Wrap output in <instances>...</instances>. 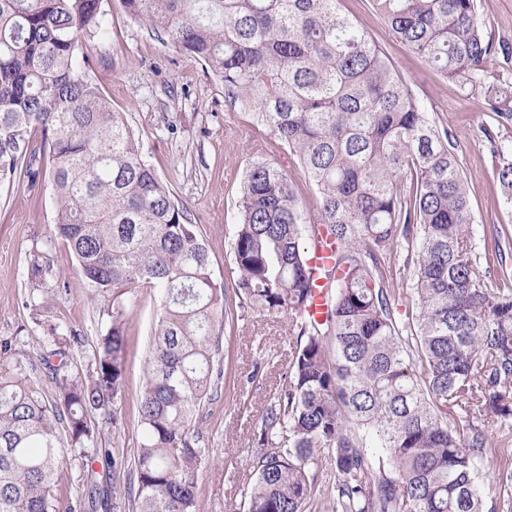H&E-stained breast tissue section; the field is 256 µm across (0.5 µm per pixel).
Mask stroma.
I'll list each match as a JSON object with an SVG mask.
<instances>
[{
    "mask_svg": "<svg viewBox=\"0 0 512 512\" xmlns=\"http://www.w3.org/2000/svg\"><path fill=\"white\" fill-rule=\"evenodd\" d=\"M351 18L384 52L407 82L416 101L455 138L458 162L479 225L475 252L484 255L482 225L512 226V203L497 180V156L480 126L495 127L512 145V125L498 127L482 107V91L461 88L437 73L390 33L372 0H338ZM108 28L89 46L93 75L113 109L122 112L139 134L142 149L159 177L188 208L206 240L211 270L226 288V309L233 318L221 335L224 377L217 397L206 404L196 425L208 453L197 471L196 512H237L252 475L255 436L264 408L272 400L288 367V320L264 317L240 308L233 290L236 278L232 242L247 167L264 159L293 181L302 210L316 214L319 197L295 155L270 131L254 122L249 110L230 105L224 86L204 65L171 46L165 37L131 21L119 0H108ZM477 18L495 45L512 48V0H477ZM55 200L44 180L0 190V342H11L19 361L39 349L42 327L36 315L62 319L80 341L72 348L76 368H87L93 351L122 309L126 320L124 393L116 403L120 429L98 425L110 458L88 467L62 454L56 463L54 500L64 505L87 481L101 488L127 490L144 441L138 397L147 377L151 331L160 297L134 288L113 300L91 296L84 276L65 242L54 233ZM52 264V288L32 290L27 277L31 254ZM34 296L36 309L24 308ZM121 468H113L112 457Z\"/></svg>",
    "mask_w": 512,
    "mask_h": 512,
    "instance_id": "35a3bbf8",
    "label": "stroma"
}]
</instances>
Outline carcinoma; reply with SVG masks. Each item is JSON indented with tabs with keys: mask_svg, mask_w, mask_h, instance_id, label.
<instances>
[{
	"mask_svg": "<svg viewBox=\"0 0 512 512\" xmlns=\"http://www.w3.org/2000/svg\"><path fill=\"white\" fill-rule=\"evenodd\" d=\"M104 0H0V188L45 172L54 232L86 287L117 299L158 289L139 416L136 512H194L206 453L193 425L218 393L226 299L187 207L156 174L123 113L90 74L87 42L106 30ZM133 21L163 34L224 83L229 104L253 108L299 159L320 197L313 219L287 174L263 160L246 171L232 243L243 307L288 317L291 358L261 419L244 512H305L318 464L334 466L322 512H499L487 489H512V469L489 470L485 416L512 419V268L501 238L480 263L457 144L413 97L391 61L338 0H120ZM392 35L429 66L477 88L496 52L476 0H372ZM512 83L484 91V108L512 125ZM497 178L512 200V147L498 145ZM336 243L314 297L309 260ZM413 285L394 287V250ZM51 276L36 253L28 281ZM126 321L118 311L87 369L68 364L76 331L48 322L31 383L0 345V512H50L66 433L86 465L96 417L122 395ZM461 411L462 428L448 424ZM90 490L61 512H110Z\"/></svg>",
	"mask_w": 512,
	"mask_h": 512,
	"instance_id": "1",
	"label": "carcinoma"
}]
</instances>
